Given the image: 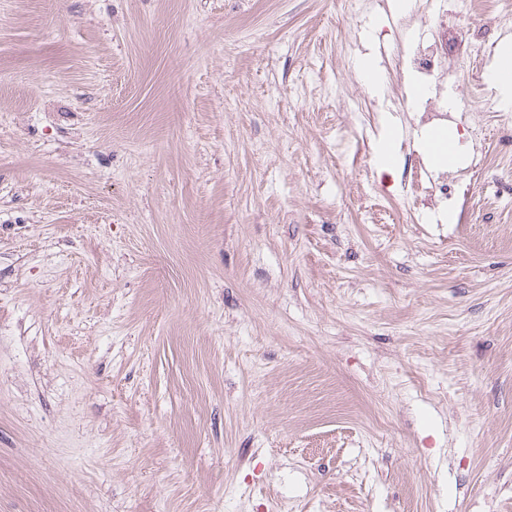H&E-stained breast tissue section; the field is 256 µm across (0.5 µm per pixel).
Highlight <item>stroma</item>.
<instances>
[{
    "mask_svg": "<svg viewBox=\"0 0 512 512\" xmlns=\"http://www.w3.org/2000/svg\"><path fill=\"white\" fill-rule=\"evenodd\" d=\"M406 2L0 0V512H512V89L422 205ZM373 150L381 168L395 167L400 157L401 139L395 133L388 131L374 144Z\"/></svg>",
    "mask_w": 512,
    "mask_h": 512,
    "instance_id": "35a3bbf8",
    "label": "stroma"
}]
</instances>
